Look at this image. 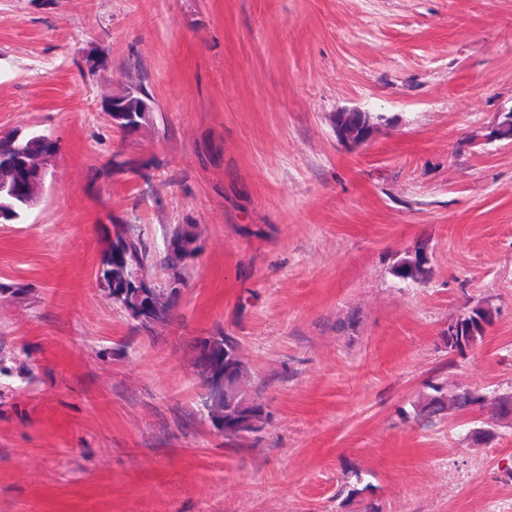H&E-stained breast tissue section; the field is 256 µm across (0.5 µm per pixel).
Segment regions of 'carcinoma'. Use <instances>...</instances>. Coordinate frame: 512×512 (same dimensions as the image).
<instances>
[{"mask_svg":"<svg viewBox=\"0 0 512 512\" xmlns=\"http://www.w3.org/2000/svg\"><path fill=\"white\" fill-rule=\"evenodd\" d=\"M41 180L32 179L27 185L12 183L9 174L0 170V208L10 212L13 222L21 221L28 210V203L38 196ZM197 225L184 224L173 231L178 241L174 247L166 246L156 252L143 239L136 225L120 216L111 220V229L105 230L100 263L102 276L99 285L111 290L113 303L134 322L138 331H155L152 321L161 318L165 326L175 320L179 296L162 285L149 288L138 286L132 280L133 269L147 264L159 267L167 277L184 280L186 262L197 254ZM428 248L425 241L415 243L392 266V274L406 282L425 284L432 276L430 265L419 261ZM493 312L489 307L478 306L448 323L446 342L451 351L461 349L460 337L475 343L483 337L484 325L491 324ZM193 368L203 387H208L213 362L224 363V399L203 402L211 421L224 422V437L228 440L246 439L260 433L268 419L263 403L250 396L244 388L249 370L239 352L238 340L218 330L197 338L193 345ZM483 400V395L465 389L452 396L445 395L443 387H432V393L424 395L416 405L420 417L436 416L448 409L464 411Z\"/></svg>","mask_w":512,"mask_h":512,"instance_id":"obj_1","label":"carcinoma"}]
</instances>
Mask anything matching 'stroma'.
Instances as JSON below:
<instances>
[{
	"label": "stroma",
	"instance_id": "1",
	"mask_svg": "<svg viewBox=\"0 0 512 512\" xmlns=\"http://www.w3.org/2000/svg\"><path fill=\"white\" fill-rule=\"evenodd\" d=\"M132 82L157 110L127 135L104 104ZM511 111L512 0H0V130L60 141L0 224V512H512ZM118 146L135 170L94 179ZM115 215L155 250L202 231L152 334L94 276ZM218 329L269 412L231 444L191 366ZM438 383L485 400L422 420ZM429 248L427 242H416L413 249L407 250L405 255L398 259L392 266V274L403 281L413 284H425L432 276V269L429 264L424 265L419 261V256ZM423 259L427 260V252H424ZM493 321V312L489 307L478 306L462 313L448 324L446 342L450 351L462 350L460 337L467 338L470 345L483 337V324L490 325Z\"/></svg>",
	"mask_w": 512,
	"mask_h": 512
}]
</instances>
